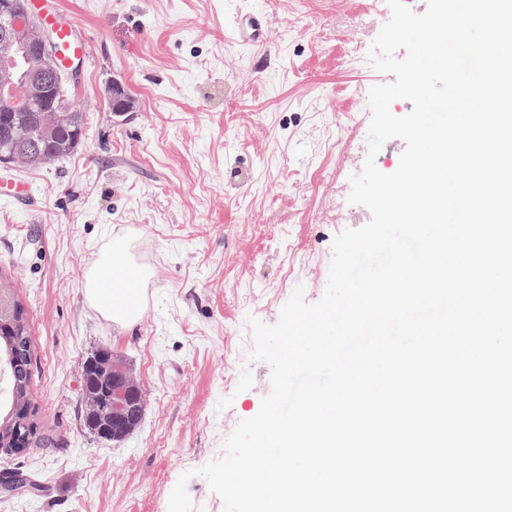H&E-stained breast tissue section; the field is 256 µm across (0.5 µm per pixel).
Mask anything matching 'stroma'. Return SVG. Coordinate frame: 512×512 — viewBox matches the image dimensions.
Returning a JSON list of instances; mask_svg holds the SVG:
<instances>
[{"label":"stroma","instance_id":"35a3bbf8","mask_svg":"<svg viewBox=\"0 0 512 512\" xmlns=\"http://www.w3.org/2000/svg\"><path fill=\"white\" fill-rule=\"evenodd\" d=\"M92 39L76 85L83 145L27 170L44 199L0 203V275L32 318V398L44 427L26 455L0 453L40 489L0 512H168L181 475L193 512H224L200 470L270 392L248 363L247 324L272 325L296 287L317 301L334 238L368 223L349 203L368 153V92L391 82L367 53L387 0H61ZM256 15L271 57L235 37ZM122 84L126 112L107 92ZM129 247L149 293L122 328L90 306L86 270ZM109 346L137 375L139 427L100 441L81 422L87 353ZM254 384L236 393L243 369ZM231 406L218 409L221 398Z\"/></svg>","mask_w":512,"mask_h":512}]
</instances>
